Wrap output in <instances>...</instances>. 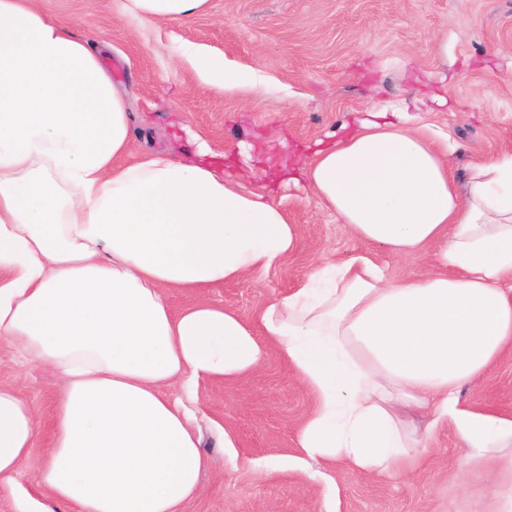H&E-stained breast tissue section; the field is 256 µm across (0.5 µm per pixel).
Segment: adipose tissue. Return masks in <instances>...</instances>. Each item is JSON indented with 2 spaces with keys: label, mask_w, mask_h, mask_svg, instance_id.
Instances as JSON below:
<instances>
[{
  "label": "adipose tissue",
  "mask_w": 512,
  "mask_h": 512,
  "mask_svg": "<svg viewBox=\"0 0 512 512\" xmlns=\"http://www.w3.org/2000/svg\"><path fill=\"white\" fill-rule=\"evenodd\" d=\"M208 0H124L122 14L181 20ZM204 86L253 87L223 53L190 49ZM93 37L37 0H0V336L60 382L36 490L19 483L37 413L0 384V485L14 512H182L206 457L200 381L257 372L268 348L313 400L299 448L326 463L408 474L430 446L402 409L451 422L466 447H512V418L461 407L460 389L512 347V153L458 186L427 126L366 120L315 151L305 182L356 240L428 252L395 280L370 261L315 267L255 326L171 289L267 273L299 238L280 205L205 160L130 156L132 115ZM179 382L181 394L164 388Z\"/></svg>",
  "instance_id": "ef3b65f1"
}]
</instances>
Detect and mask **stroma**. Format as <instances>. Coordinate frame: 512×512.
Returning a JSON list of instances; mask_svg holds the SVG:
<instances>
[{
  "instance_id": "1",
  "label": "stroma",
  "mask_w": 512,
  "mask_h": 512,
  "mask_svg": "<svg viewBox=\"0 0 512 512\" xmlns=\"http://www.w3.org/2000/svg\"><path fill=\"white\" fill-rule=\"evenodd\" d=\"M39 4L75 34L107 43L102 61L134 117L131 154L176 152L201 134L210 164L238 173L244 186L255 188L254 169L267 167V189L300 229L295 251L261 276L169 290L176 312L208 301L252 325L267 300L298 288L318 265L365 257L397 279L425 269V255L354 240L296 180L308 156L347 135L368 109L426 97L414 122L447 136L462 181L470 163L512 152V0H208L195 16L148 23L120 17L115 0ZM187 45L255 71L257 89L204 87L181 55ZM434 93L447 107L430 102ZM13 380L37 411L20 477L32 489L51 446L58 381L1 336L0 382ZM460 402L512 417V348L462 388ZM198 407L210 466L183 512H497L498 497L512 492L449 426L437 429L410 475L305 459L296 434L313 401L275 351L256 373L201 382ZM218 425L230 447L219 446Z\"/></svg>"
}]
</instances>
